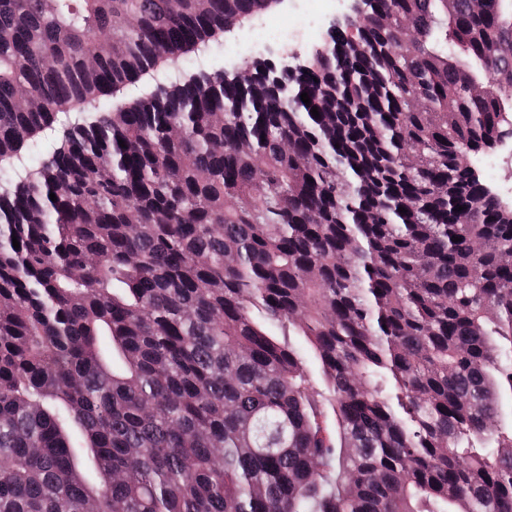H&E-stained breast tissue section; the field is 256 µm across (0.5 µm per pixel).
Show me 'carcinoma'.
Listing matches in <instances>:
<instances>
[{"mask_svg":"<svg viewBox=\"0 0 512 512\" xmlns=\"http://www.w3.org/2000/svg\"><path fill=\"white\" fill-rule=\"evenodd\" d=\"M278 2L0 0V512H512V0ZM288 1H293L288 15H281L272 8L253 21L225 32L218 43L211 46L200 67L218 64L232 69L240 61L237 52L245 44L253 45L248 59H269L271 52L275 57L292 54L291 51L305 55L312 46L323 41L331 21L345 13L341 7L332 9L329 3L340 0H283L279 9H288ZM282 16L290 17V28L281 29L277 25ZM310 39H313L312 43H309ZM480 172L506 201L512 200V152L508 155L501 149L490 151L481 160Z\"/></svg>","mask_w":512,"mask_h":512,"instance_id":"obj_1","label":"carcinoma"}]
</instances>
